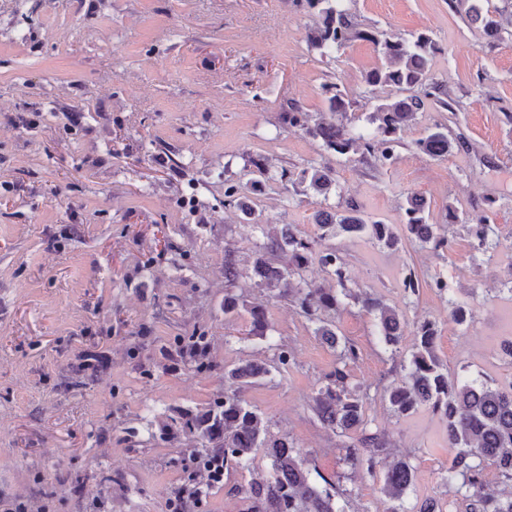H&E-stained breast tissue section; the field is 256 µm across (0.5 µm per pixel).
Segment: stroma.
<instances>
[{"label":"stroma","mask_w":512,"mask_h":512,"mask_svg":"<svg viewBox=\"0 0 512 512\" xmlns=\"http://www.w3.org/2000/svg\"><path fill=\"white\" fill-rule=\"evenodd\" d=\"M359 28L403 36L428 31L440 51L433 81L460 100L456 112L427 102L404 132L397 160L379 168L346 160L288 127L299 104L325 112L323 87L353 101L352 126L367 129L379 99L366 72L379 56L366 40L322 58L307 34L318 11L293 0H8L0 7V512H165L181 485L192 437L164 432L179 414L224 395V370L271 359L251 336L249 316L225 322L224 253L246 258L257 237L224 203L251 159L268 164L255 209L266 224L316 236L315 213L346 200L365 218L400 228L408 194L429 221L449 205L483 214L501 246L477 253L461 225L452 251L407 239L388 248L368 238L330 237L354 290L380 297L409 321L439 326L436 353L449 373L502 382L512 360V41L488 45L479 25L450 0H348ZM447 128L452 152L434 159L414 142ZM331 167L338 190L322 196L282 180V170ZM415 271L418 296L402 280ZM443 278L447 292L433 289ZM273 334L295 363L247 387L246 399L307 453L313 478L337 480L350 512H376L380 481L346 467L335 435L308 406L336 367L337 353L290 303L259 290ZM471 322L449 317V302ZM358 348L354 382L367 389V416L392 452L409 456L415 483L408 512L447 500L451 459L440 416L422 407L396 415L382 397L403 355L379 343L376 320L352 303L337 316ZM205 334L213 366L172 362L191 332ZM87 350L105 353L99 372L78 368Z\"/></svg>","instance_id":"1"}]
</instances>
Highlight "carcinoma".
<instances>
[{
	"label": "carcinoma",
	"mask_w": 512,
	"mask_h": 512,
	"mask_svg": "<svg viewBox=\"0 0 512 512\" xmlns=\"http://www.w3.org/2000/svg\"><path fill=\"white\" fill-rule=\"evenodd\" d=\"M346 0H307L318 10L322 23L311 30L308 41L320 56L334 58L354 37L374 44L380 63L367 72L364 82L374 89L394 87L403 95L377 104L368 117L373 136L344 122L352 106L348 95L336 83L323 85L327 109L316 122L292 103L284 120L288 126L318 139L323 147L348 161L374 163L388 167L396 160L395 147L401 134L412 124L426 102L434 100L449 112L459 101L430 77L439 47L431 35L419 32L411 38L378 30H358L345 5ZM456 9L479 25L487 42L497 44L512 36L497 18V12L485 10L480 0H455ZM415 147L432 158L448 156L453 142L439 125L414 142ZM281 177L307 189L324 194L336 185L333 171L311 166ZM224 204L236 208L246 219L257 220V213L244 187L224 184ZM402 230L406 237L436 250H451L453 239L441 226L428 221L426 201L406 197ZM446 221L468 228L472 248L482 254L497 250L491 225L486 217H472L448 204ZM321 234L311 237L294 224H276L269 232L261 224L262 241L254 245L249 260L241 261L236 252L224 254V319L232 322L244 309L250 316L249 335L268 343L274 351L269 361L245 358L224 372L231 385L224 398L200 413L180 415V427L193 435L196 448L180 460L183 480L190 488L204 482V468L215 454L224 458V486L239 497L243 512H348V499L331 480L318 486L310 481L306 457L296 449L288 435L273 431L272 422L260 413L243 394V388L272 372L294 364V355L283 344L271 343L272 326L266 308L246 304L241 290L257 288L272 300L287 301L314 326V334L333 348H340L338 365L326 383L310 397L309 407L320 424L340 438L342 461L372 479L382 482V512H404L403 498L415 480V467L405 458H391L384 434L370 427L367 418V393L352 381L351 365L358 360L356 346L337 332L336 313L344 301L353 300L377 317L380 341L392 353L403 349L410 353L404 375L384 390L393 412L400 416L420 406L440 415L448 430V447L453 456L444 482L455 488L466 512H512V495H502L486 479L491 465L498 477L512 481V385L474 379L468 375H450L436 353L438 327L423 319L413 325L410 344H405L407 322L402 312L374 295H358L348 287L350 276L339 252L322 246L329 236H366L388 247L398 243L393 229L378 221H368L350 202L323 209L315 215ZM318 263L336 287L322 288L308 281L306 272ZM263 451L269 462L268 475L246 484L230 481V476L244 469Z\"/></svg>",
	"instance_id": "cac0c4a2"
}]
</instances>
